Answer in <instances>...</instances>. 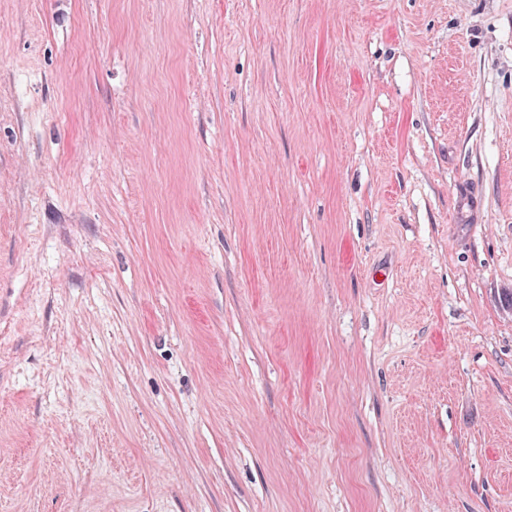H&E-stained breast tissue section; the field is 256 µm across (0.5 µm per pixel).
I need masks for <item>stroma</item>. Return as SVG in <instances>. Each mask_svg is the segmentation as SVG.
I'll list each match as a JSON object with an SVG mask.
<instances>
[{"instance_id":"35a3bbf8","label":"stroma","mask_w":512,"mask_h":512,"mask_svg":"<svg viewBox=\"0 0 512 512\" xmlns=\"http://www.w3.org/2000/svg\"><path fill=\"white\" fill-rule=\"evenodd\" d=\"M512 0H0V512H512Z\"/></svg>"}]
</instances>
